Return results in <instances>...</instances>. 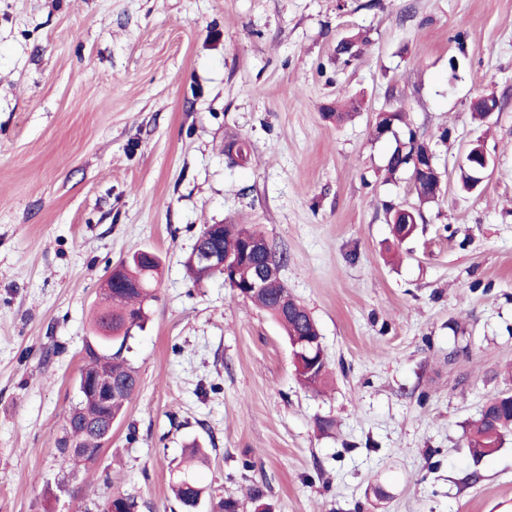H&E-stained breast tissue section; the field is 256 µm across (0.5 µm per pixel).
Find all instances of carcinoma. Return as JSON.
I'll use <instances>...</instances> for the list:
<instances>
[{
    "instance_id": "cac0c4a2",
    "label": "carcinoma",
    "mask_w": 512,
    "mask_h": 512,
    "mask_svg": "<svg viewBox=\"0 0 512 512\" xmlns=\"http://www.w3.org/2000/svg\"><path fill=\"white\" fill-rule=\"evenodd\" d=\"M387 123L392 132L387 137L394 140V147L387 160L386 170L394 176L408 169L412 152L429 155L431 151L419 142L415 130L409 127L404 112L388 110ZM437 174L431 173L413 182L414 192L422 202L436 197ZM390 223L395 236L404 240L416 230L421 214L415 209L400 212L389 210ZM255 230L245 224H206L197 238V244L214 249L235 258V264L228 270L194 265L185 261L191 278L202 282L212 276L221 275L224 282L245 296L261 310L270 315L286 332L298 381L317 392L324 384L328 364L319 345L317 324L308 309L292 297L285 284L272 278L253 292H248L258 267L265 255L248 249L247 239ZM159 257L150 250H137L126 260L112 269V288L101 291L94 320L93 336L83 348V365L77 379L78 402L71 408L64 423L63 435L57 440L62 443L71 437L80 441L87 449V456L81 460L57 448V461L61 471L74 482L83 480L101 448L108 441L103 436L102 426L106 422L120 420L140 382L137 369L123 356L133 332L141 330L147 320L148 305L157 299ZM112 382V401L108 404L98 395L93 385L85 382L89 378ZM512 433V392H501L488 399L478 417L465 433L467 447L476 458L493 454L506 436ZM203 461L199 450L194 449L171 478V489L183 512H200L204 506L210 512H239L238 500L228 497L206 500V491L197 480L198 465ZM115 512H139L140 504L136 495L125 490H116L108 497Z\"/></svg>"
}]
</instances>
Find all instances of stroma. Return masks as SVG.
I'll use <instances>...</instances> for the list:
<instances>
[{
	"label": "stroma",
	"instance_id": "stroma-1",
	"mask_svg": "<svg viewBox=\"0 0 512 512\" xmlns=\"http://www.w3.org/2000/svg\"><path fill=\"white\" fill-rule=\"evenodd\" d=\"M480 94L502 110L475 119ZM351 95L356 112L326 118ZM389 108L434 155V202L385 173L372 125ZM476 140L491 175L469 193ZM392 205L422 213L400 244ZM229 223L287 253L323 393L272 317L188 277L203 226ZM139 249L162 263L129 342L140 388L71 483L56 448L92 312ZM508 388L512 0H0V512H95L116 485L175 512L193 442L214 497L260 485L274 512H512V436L478 460L464 444Z\"/></svg>",
	"mask_w": 512,
	"mask_h": 512
}]
</instances>
